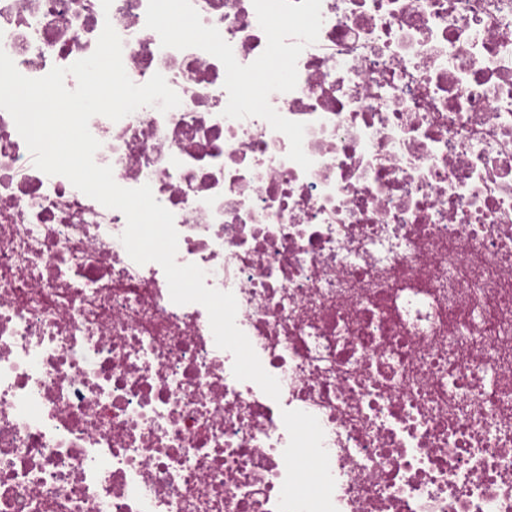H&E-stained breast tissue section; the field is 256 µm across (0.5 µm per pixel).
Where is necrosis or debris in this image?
I'll list each match as a JSON object with an SVG mask.
<instances>
[{"mask_svg":"<svg viewBox=\"0 0 512 512\" xmlns=\"http://www.w3.org/2000/svg\"><path fill=\"white\" fill-rule=\"evenodd\" d=\"M192 4L264 51L252 0ZM147 5L0 0V50L40 78L109 23L134 83L165 77L178 107L90 119L94 161L173 213L280 397L0 110V512H512V0H321L269 98L307 170Z\"/></svg>","mask_w":512,"mask_h":512,"instance_id":"necrosis-or-debris-1","label":"necrosis or debris"}]
</instances>
